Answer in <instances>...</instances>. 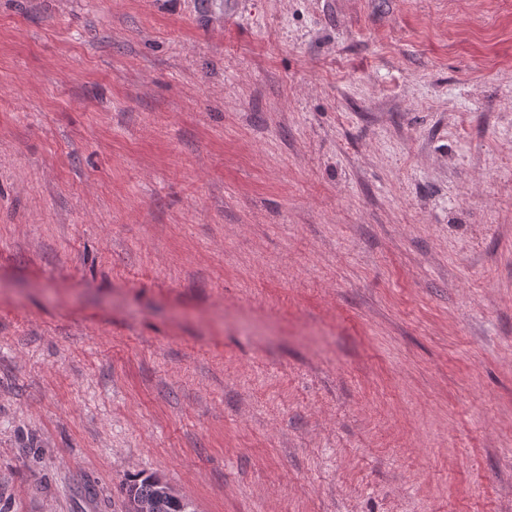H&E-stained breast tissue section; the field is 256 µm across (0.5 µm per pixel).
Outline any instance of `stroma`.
<instances>
[{
    "label": "stroma",
    "instance_id": "obj_1",
    "mask_svg": "<svg viewBox=\"0 0 512 512\" xmlns=\"http://www.w3.org/2000/svg\"><path fill=\"white\" fill-rule=\"evenodd\" d=\"M512 512V0H0V512ZM156 478V475L151 474L126 483L125 494L127 500L129 501L132 497L135 500H149L153 504L151 512H185L183 511L182 502L173 499L176 498L183 501L184 497L169 484L165 485L168 493L173 498L165 494L163 487L158 484Z\"/></svg>",
    "mask_w": 512,
    "mask_h": 512
}]
</instances>
